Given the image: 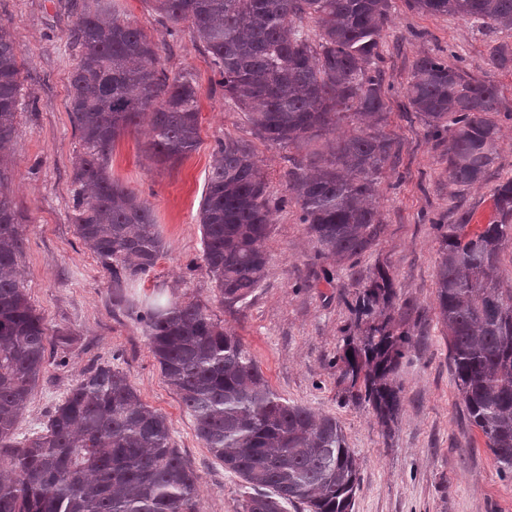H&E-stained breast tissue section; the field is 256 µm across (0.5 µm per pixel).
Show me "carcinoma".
<instances>
[{"mask_svg":"<svg viewBox=\"0 0 512 512\" xmlns=\"http://www.w3.org/2000/svg\"><path fill=\"white\" fill-rule=\"evenodd\" d=\"M185 24L210 57L224 97L263 142L301 151L329 134L328 156L294 159L288 194L317 252L356 263L383 233L372 204L397 150L382 130L388 89L379 69L389 0H152ZM431 15H458L512 29V0H407ZM70 44L78 61L66 103L79 133L72 166L74 223L112 278L118 304L163 253L153 210L112 178V145L147 126L149 151L175 164L199 140V87L189 73L159 69L162 47L120 17L110 0H74ZM319 29L309 41L303 22ZM512 67V46L490 55ZM16 45L0 23V183L7 179L20 106ZM405 96L433 140L446 143L448 181L481 179L498 153L496 87L426 54ZM360 124L338 135L341 123ZM198 210L202 253L224 304L260 287L273 209L252 145L226 137L211 152ZM494 216L470 228V214L436 225L437 304L451 369L470 423L485 437L501 474L512 476V288L501 254L512 245V178L492 195ZM23 225L0 195V512H199L197 472L171 443L167 417L144 404L119 368L90 367L54 406L43 429L20 441L16 423L45 369L49 328L30 304L18 265ZM354 312L370 318L347 339L340 377L385 426L402 409L394 376L411 338L372 315L395 298L389 270L356 279ZM165 382L191 416L197 437L242 482L240 512H351L359 466L335 417H315L269 385L241 340L195 302L156 295L132 310Z\"/></svg>","mask_w":512,"mask_h":512,"instance_id":"obj_1","label":"carcinoma"}]
</instances>
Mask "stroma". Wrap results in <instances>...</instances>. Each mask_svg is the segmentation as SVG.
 I'll return each mask as SVG.
<instances>
[{"label": "stroma", "instance_id": "stroma-1", "mask_svg": "<svg viewBox=\"0 0 512 512\" xmlns=\"http://www.w3.org/2000/svg\"><path fill=\"white\" fill-rule=\"evenodd\" d=\"M70 4L0 0V23L10 27L17 46L22 102L11 176L0 193L23 218L20 270L28 299L52 330L71 338L65 349L50 343L16 435L22 440L42 430L86 369L112 364L126 373L145 404L167 416L173 448L199 476L200 512H238L239 478L203 447L140 325L130 310L113 307L108 272L76 234L71 175L79 137L66 111L69 77L77 63L68 40L75 22ZM114 4L124 19L163 43L160 66L168 75L190 73L199 85V143L186 158L175 164L152 160L143 127L124 133L112 147L113 177L151 203L165 243L155 267L130 288V296L141 303L160 291L207 307L241 339L274 391L315 413L335 416L359 465L352 512H512V477L501 476L484 437L459 404L448 339L438 319L434 229L435 223H454L465 212L473 223H488L495 187L512 177V71L489 63L495 46L512 44V30L456 15L430 16L410 10L406 0H390L379 67L390 88L385 130L399 151L378 184L375 205L385 232L358 264L364 274L378 264L389 269L396 297L384 314L412 338L396 375L403 410L387 432L371 406L350 397L336 366L344 339L354 331L358 288L346 267L317 257L296 203L273 213L261 286L245 301L224 305L202 259L197 219L210 154L223 137L248 141L278 198L287 190L289 152L253 134L241 109L216 86L206 52L188 33L172 30L151 0ZM426 53L498 89L504 114L498 155L473 186L449 184L444 144L426 137L403 95L414 61Z\"/></svg>", "mask_w": 512, "mask_h": 512}]
</instances>
